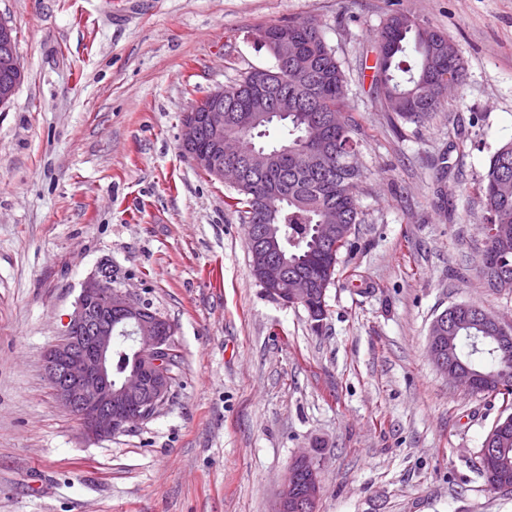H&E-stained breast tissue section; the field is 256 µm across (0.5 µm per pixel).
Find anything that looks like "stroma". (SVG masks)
Wrapping results in <instances>:
<instances>
[{
	"mask_svg": "<svg viewBox=\"0 0 512 512\" xmlns=\"http://www.w3.org/2000/svg\"><path fill=\"white\" fill-rule=\"evenodd\" d=\"M394 11L444 32L466 66L422 125L372 82ZM310 16L366 133L369 218L319 329L262 288L229 185L180 146L191 100L273 66L257 28ZM0 19L25 72L0 108V512H276L310 450L317 512H512L478 474L499 399L450 382L427 349L454 304L512 322V291L475 272V182L512 140V0H0ZM107 266L174 326L181 374L153 418L89 441L42 362Z\"/></svg>",
	"mask_w": 512,
	"mask_h": 512,
	"instance_id": "35a3bbf8",
	"label": "stroma"
}]
</instances>
